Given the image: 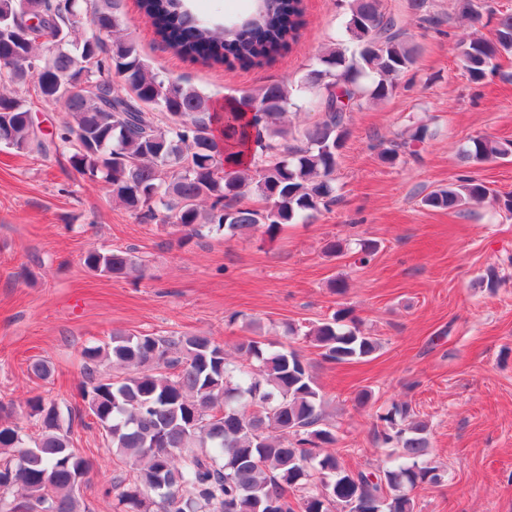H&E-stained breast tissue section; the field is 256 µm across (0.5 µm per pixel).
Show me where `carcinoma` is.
Returning <instances> with one entry per match:
<instances>
[{
  "instance_id": "cac0c4a2",
  "label": "carcinoma",
  "mask_w": 512,
  "mask_h": 512,
  "mask_svg": "<svg viewBox=\"0 0 512 512\" xmlns=\"http://www.w3.org/2000/svg\"><path fill=\"white\" fill-rule=\"evenodd\" d=\"M28 0H0V117L9 113L0 146L69 155L71 167L103 183L112 202L143 221L175 224L184 238L210 226L232 236L262 230L275 238L286 224L307 223L339 201L336 167L347 122L363 100H387L417 59L399 17L381 0H337L341 35L290 84L274 81L228 99L215 134L210 97L152 70L120 25L122 0H41L38 24L26 25ZM169 48L207 67L267 63L296 43L305 25L303 0H255L253 10L223 25L199 20L187 0H138ZM460 13L482 16L485 0H458ZM364 23L356 37L351 24ZM47 42L51 56L41 54ZM512 53V13L497 18L492 40L464 45L461 64L478 83ZM39 96L64 89L69 121L45 141L20 89ZM322 118L294 131L290 112L311 103ZM428 127L419 124L380 142L388 164L419 157ZM512 157V141L476 136L460 151L467 164ZM248 196L260 207L242 204ZM490 201L512 212V196L464 176L428 193L433 208L459 211ZM84 265L106 275L140 269L125 251L93 248ZM287 333L314 344L324 360L367 358L381 348L362 334L347 308L305 330ZM224 346L203 333L170 336L112 332V345L88 347L81 397L105 433L115 464L101 487L123 512H415L413 491L443 483L430 457L427 420L408 403L377 415L380 438L396 464L347 469L326 449L337 442L325 423L309 363L294 349L270 351L260 340ZM112 359L116 374L99 370ZM39 424L27 434L18 413L0 405V512H80L75 486L91 464L70 439L73 415L40 396L26 402Z\"/></svg>"
}]
</instances>
